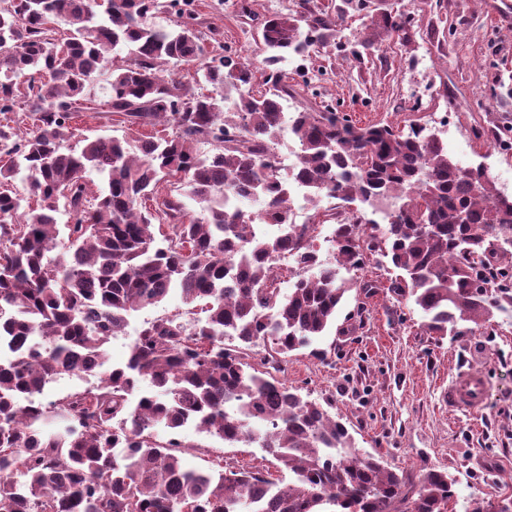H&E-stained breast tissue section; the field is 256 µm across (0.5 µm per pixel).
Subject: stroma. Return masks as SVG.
<instances>
[{"mask_svg":"<svg viewBox=\"0 0 512 512\" xmlns=\"http://www.w3.org/2000/svg\"><path fill=\"white\" fill-rule=\"evenodd\" d=\"M250 2L253 13L246 16L240 0H195L203 21L223 30L225 46L258 63V17L292 9L294 0ZM503 2L396 0L412 17L407 40H391L382 57L360 63L351 54L364 28L356 17L342 30L339 47L311 59L289 57L288 74L310 82L359 124L415 120L434 128L455 162L485 167L512 194V150L474 135L489 125L512 126V97L501 94L502 81L512 75V13L503 14ZM451 26L459 30L453 39ZM396 274L387 259L371 260L359 275L373 284L372 296L347 293L334 327L289 354L279 379L323 405L357 448L389 467L446 471L457 492L449 512H467L477 497L512 496V317L498 315L455 335L430 334L425 314L392 292ZM185 311L175 291L132 313L107 347L110 363L126 360L145 322ZM470 369L489 380L485 410L448 411L443 389ZM180 437L190 465L216 460L228 471L259 469L288 479L257 444L231 446L193 425Z\"/></svg>","mask_w":512,"mask_h":512,"instance_id":"obj_1","label":"stroma"}]
</instances>
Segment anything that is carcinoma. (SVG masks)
Wrapping results in <instances>:
<instances>
[{
  "mask_svg": "<svg viewBox=\"0 0 512 512\" xmlns=\"http://www.w3.org/2000/svg\"><path fill=\"white\" fill-rule=\"evenodd\" d=\"M162 11L170 25L146 23ZM362 13L359 60L409 24L372 0H298L263 18L259 68L224 48L216 27L203 31L187 0H112L108 12L96 0L0 6V512H448L446 472L386 467L320 403L250 361L261 341L284 358L308 347L349 291L371 295L369 282L339 272L375 254L401 270L392 291L413 299L431 334L512 314V195L454 162L422 125H360L280 66ZM105 73L102 101L92 86ZM285 97L308 101L286 126ZM84 102L122 115L128 133L70 144L74 119L91 111ZM20 112L32 120L25 132L11 125ZM158 125L171 132L145 133ZM286 132L294 179L355 215L336 225L331 261L311 227L293 222L277 166ZM161 182L176 188L143 213ZM226 196L264 197L268 209L253 216ZM382 200L381 228L352 208ZM61 211L69 223H57ZM154 219L168 229L161 246ZM266 220L288 233L258 234ZM286 253L298 272L283 297L270 265ZM173 289L203 317L148 321L127 360L108 364L105 346L127 317ZM76 373L99 384L42 402L47 384ZM187 419L230 445L259 443L291 481L187 466L180 442L152 433Z\"/></svg>",
  "mask_w": 512,
  "mask_h": 512,
  "instance_id": "carcinoma-1",
  "label": "carcinoma"
}]
</instances>
